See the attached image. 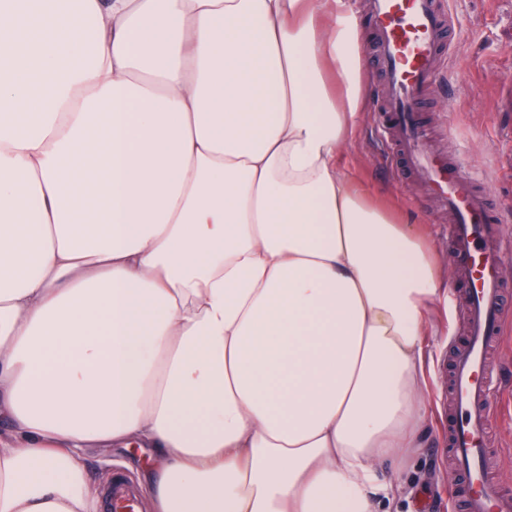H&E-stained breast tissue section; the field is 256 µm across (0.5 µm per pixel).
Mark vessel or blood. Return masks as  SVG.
Here are the masks:
<instances>
[{
  "label": "vessel or blood",
  "instance_id": "b4317fda",
  "mask_svg": "<svg viewBox=\"0 0 512 512\" xmlns=\"http://www.w3.org/2000/svg\"><path fill=\"white\" fill-rule=\"evenodd\" d=\"M366 7L376 34L374 63L389 88L379 133L400 168L447 209L448 243L465 284L466 340L451 356L448 424L451 476L466 486L460 512H512V493L498 490L486 471L497 370L490 347L506 321L512 283L500 267L512 255V239L488 206L492 193L482 189V177L435 151L416 111L440 78L456 22L442 0H367Z\"/></svg>",
  "mask_w": 512,
  "mask_h": 512
}]
</instances>
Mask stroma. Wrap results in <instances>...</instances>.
<instances>
[{
	"label": "stroma",
	"mask_w": 512,
	"mask_h": 512,
	"mask_svg": "<svg viewBox=\"0 0 512 512\" xmlns=\"http://www.w3.org/2000/svg\"><path fill=\"white\" fill-rule=\"evenodd\" d=\"M447 9L462 23L445 61L442 83L432 89L422 107L434 149L459 146L467 165L481 172L502 201V220L512 228V173L502 164V155L512 145L505 136L512 131V108L501 100L512 89V0H445ZM366 105L344 151L353 175L369 184L395 213L422 227L439 258L440 271L451 287L462 288L448 241L440 228L447 215L434 210L424 188L403 179L400 170L377 136L375 114L384 85L371 63L372 25L360 16ZM432 320L436 331L425 359L426 396L430 414L424 424V448L398 480L402 492L394 504L396 512H454L449 481L447 431L442 420L448 413V364L450 349L462 342L465 333L464 304L435 306ZM97 485L112 475L136 483L144 466L152 462L149 449L88 448L81 455Z\"/></svg>",
	"instance_id": "1"
}]
</instances>
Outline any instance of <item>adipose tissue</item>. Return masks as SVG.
Returning <instances> with one entry per match:
<instances>
[{
	"label": "adipose tissue",
	"mask_w": 512,
	"mask_h": 512,
	"mask_svg": "<svg viewBox=\"0 0 512 512\" xmlns=\"http://www.w3.org/2000/svg\"><path fill=\"white\" fill-rule=\"evenodd\" d=\"M343 0H0V512H390L431 246L348 171ZM81 460L85 462L90 474L95 477L98 496L101 488L110 480L112 475L120 474L129 483H135L139 487L145 503L144 505L142 501L144 507L140 511H150L147 493L139 482V475H142L143 466L153 463L148 448L137 446L130 448H86L81 455ZM126 464L132 468H128ZM128 502L132 509V512H136L135 509L138 506V495L134 489L120 477L114 476L112 478V488L108 491L107 496L103 502L104 512H112L109 505H112L113 498Z\"/></svg>",
	"instance_id": "ef3b65f1"
}]
</instances>
